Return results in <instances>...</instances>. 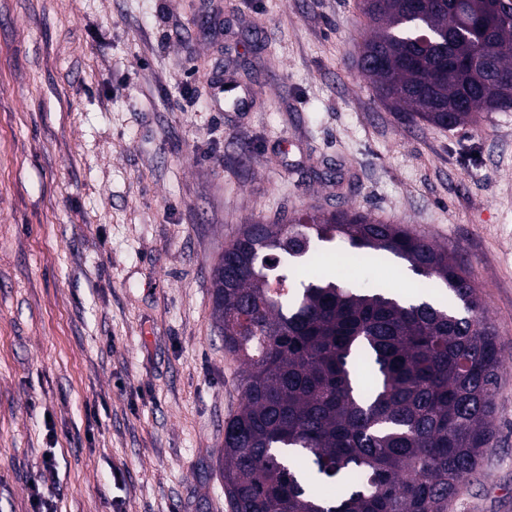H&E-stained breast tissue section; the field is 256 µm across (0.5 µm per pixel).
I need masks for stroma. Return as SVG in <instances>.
Returning <instances> with one entry per match:
<instances>
[{
	"label": "stroma",
	"mask_w": 512,
	"mask_h": 512,
	"mask_svg": "<svg viewBox=\"0 0 512 512\" xmlns=\"http://www.w3.org/2000/svg\"><path fill=\"white\" fill-rule=\"evenodd\" d=\"M356 2L0 0V512H228L212 268L249 219L351 207L464 263L504 366L448 512H512V112H390Z\"/></svg>",
	"instance_id": "obj_1"
}]
</instances>
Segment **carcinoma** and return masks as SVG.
I'll return each mask as SVG.
<instances>
[{
  "label": "carcinoma",
  "instance_id": "1",
  "mask_svg": "<svg viewBox=\"0 0 512 512\" xmlns=\"http://www.w3.org/2000/svg\"><path fill=\"white\" fill-rule=\"evenodd\" d=\"M358 72L402 118L452 130L512 110V0H359ZM340 239L349 266L406 262L403 301L315 264ZM224 350L243 403L224 423L229 512H448L493 447L502 351L448 248L359 210L253 219L212 271Z\"/></svg>",
  "mask_w": 512,
  "mask_h": 512
}]
</instances>
